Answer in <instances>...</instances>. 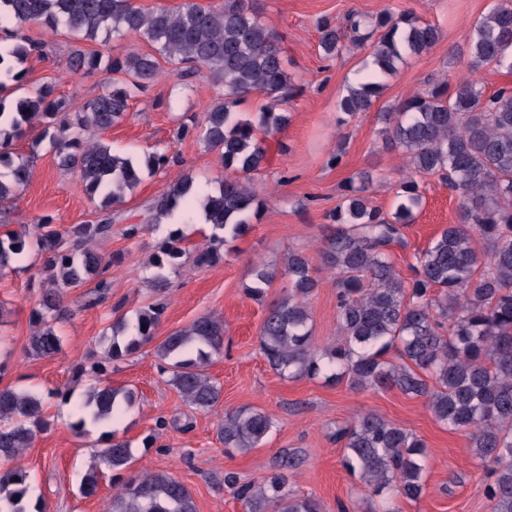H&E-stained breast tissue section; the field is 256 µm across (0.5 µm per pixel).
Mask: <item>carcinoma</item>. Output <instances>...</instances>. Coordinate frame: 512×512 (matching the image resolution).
I'll return each mask as SVG.
<instances>
[{
  "mask_svg": "<svg viewBox=\"0 0 512 512\" xmlns=\"http://www.w3.org/2000/svg\"><path fill=\"white\" fill-rule=\"evenodd\" d=\"M7 23L15 28H6ZM27 23L63 27L87 38L101 31L114 40L136 35L150 46L148 52L124 55L73 50L67 67L74 73L130 77L127 83L105 87L74 120L63 113L64 102L48 100L45 87L9 103L0 97V167L10 168V179H0V203L14 196L33 170L31 157L15 159L7 148L27 134L26 128L37 126L38 141L48 142L59 167L79 173L87 196L102 213V219L63 233L39 219L29 241L25 231L0 236V271L30 247L41 256L48 289L35 312L27 353L47 357L60 346L50 322L67 316L64 290L95 282L90 305L109 294L105 274L112 258L87 244L112 235V208L123 203L125 190L133 189L143 174L152 176L177 162L165 152L135 159L114 154L102 143L85 141L83 133L121 123L129 101L156 81L163 61L176 65L183 79L202 75L218 88L197 126L200 139L229 172L218 192L199 196L192 179L180 178L154 199L142 223L124 230L127 238H136L180 206L188 214L198 204L211 235L210 246L194 262L209 265L220 260L224 242L246 235L251 219L265 208L266 195L255 187L254 176L269 161L266 140L288 123L280 106L298 88L285 69L277 32L250 0H224L215 6L184 0L175 10L152 11L135 0H0V31L5 34L0 39V93L21 78L14 64L44 54V43L19 36L17 27ZM316 27L324 58L338 56L351 44L368 48L377 66L362 82L347 85L336 118L339 129L371 109L383 76L395 73L405 58L432 49L441 36L435 25L389 10L375 17L351 12L342 25L322 17ZM457 55L472 73L488 64L512 73V0H494L472 23ZM254 93L266 104L250 118L239 116L235 108ZM378 119L385 141L400 150L406 172L396 184L392 212L370 205L372 177L364 174L344 183L342 201L329 214L332 224L323 234L320 253L322 263L336 274L340 338L317 351L310 299L320 280L305 252L291 251L284 266L288 287L271 299L273 273L259 264L249 270L247 295L266 302L259 350L281 376H322L344 380L357 390L397 389L425 399L437 421L469 437L489 478L484 494L490 512H512V87L488 94L470 77L443 80L378 113ZM429 175L459 193L460 222L442 228L415 255L408 279L396 269L394 248L405 246L404 229L415 223L422 205L417 178ZM181 241L168 238L152 257L147 278L152 291L170 288L169 271L182 266ZM161 315L162 308L152 304L138 311L133 325L117 316L104 360L92 369L105 375L106 363L152 341ZM392 349L400 359L396 364L387 359ZM223 351L224 322L210 314L173 331L157 346L159 357L168 362V385L197 410L210 409L221 399L222 387L206 365ZM133 402L131 393L122 395L101 383L86 391L73 427L82 430L88 421L114 420ZM48 424L38 395L0 389V459L21 456ZM274 426L264 410L243 407L224 414L217 435L225 451L244 453L262 446ZM335 439L344 448L342 467L373 494L389 491L408 500L422 496L426 445L418 436L364 413L336 429ZM133 462L129 442H106L83 478L82 493H95L103 466L112 471L114 489L107 512H197L182 481L168 472L125 475ZM301 463L300 452H284L278 457V474L242 484L229 472L224 483L234 489L245 512H325L320 500L295 496L287 488L284 472H295ZM27 492L25 471L1 473L0 512H28Z\"/></svg>",
  "mask_w": 512,
  "mask_h": 512,
  "instance_id": "obj_1",
  "label": "carcinoma"
}]
</instances>
